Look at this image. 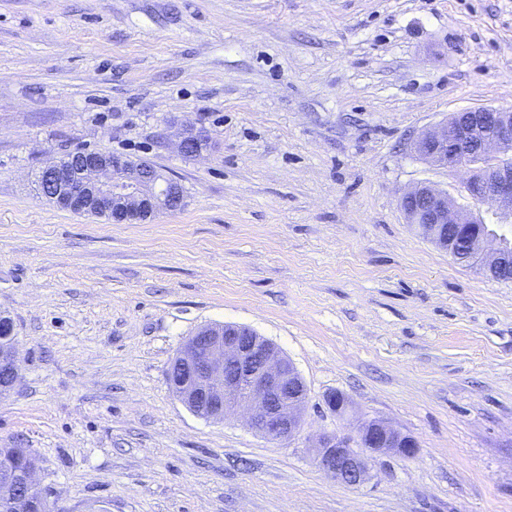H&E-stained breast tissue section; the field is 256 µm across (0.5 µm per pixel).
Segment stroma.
I'll use <instances>...</instances> for the list:
<instances>
[{"mask_svg":"<svg viewBox=\"0 0 512 512\" xmlns=\"http://www.w3.org/2000/svg\"><path fill=\"white\" fill-rule=\"evenodd\" d=\"M482 106L512 107V0H0V448L31 449L55 512H512V282L401 207L421 184L469 205L411 143ZM186 125L208 151L178 152ZM78 149L151 162L183 207L58 209L34 176ZM224 323L303 379L294 439L173 393ZM372 419L417 455L358 486L319 470V434ZM12 321L0 317V395L10 392L19 378V360Z\"/></svg>","mask_w":512,"mask_h":512,"instance_id":"35a3bbf8","label":"stroma"}]
</instances>
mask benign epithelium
Segmentation results:
<instances>
[{
	"instance_id": "7a95c632",
	"label": "benign epithelium",
	"mask_w": 512,
	"mask_h": 512,
	"mask_svg": "<svg viewBox=\"0 0 512 512\" xmlns=\"http://www.w3.org/2000/svg\"><path fill=\"white\" fill-rule=\"evenodd\" d=\"M202 127L182 130L179 151L193 156L208 147ZM424 159L451 171L466 169L468 196L475 206L492 205L512 216V109L480 107L451 114L414 143ZM40 177L51 186L46 198L61 210L104 217L114 224L143 222L161 211H175L185 202L183 187L144 160L106 151L78 150L53 159ZM413 224H425L435 235L448 227L470 244L456 255L492 276L512 259V239L483 222L479 213L457 207L448 192L418 186L402 197ZM19 378V360L12 321L0 317V395ZM169 383L196 415L222 419L238 410L246 423L269 440L288 441L301 430L307 389L293 365L276 348L245 326L207 327L192 336L168 370ZM418 452L417 442L391 425L363 422L353 434L324 433L316 464L326 475L350 486L365 480L370 461L393 453L404 459ZM37 464L0 465V502L22 504L26 512H51L38 489Z\"/></svg>"
}]
</instances>
